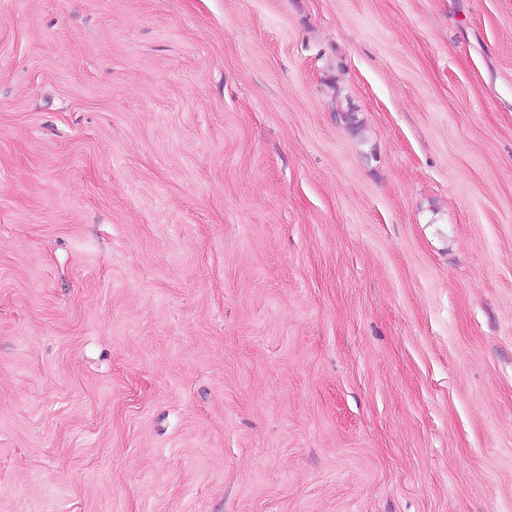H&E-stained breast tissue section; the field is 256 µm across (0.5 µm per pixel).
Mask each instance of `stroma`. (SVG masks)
Segmentation results:
<instances>
[{
    "label": "stroma",
    "instance_id": "obj_1",
    "mask_svg": "<svg viewBox=\"0 0 512 512\" xmlns=\"http://www.w3.org/2000/svg\"><path fill=\"white\" fill-rule=\"evenodd\" d=\"M0 512H512V0H0Z\"/></svg>",
    "mask_w": 512,
    "mask_h": 512
}]
</instances>
